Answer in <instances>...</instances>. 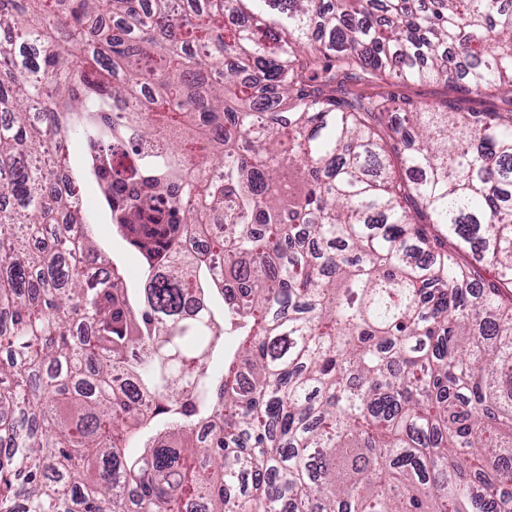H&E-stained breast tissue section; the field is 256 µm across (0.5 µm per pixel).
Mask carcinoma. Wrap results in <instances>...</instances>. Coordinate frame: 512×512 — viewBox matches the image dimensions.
Masks as SVG:
<instances>
[{
    "mask_svg": "<svg viewBox=\"0 0 512 512\" xmlns=\"http://www.w3.org/2000/svg\"><path fill=\"white\" fill-rule=\"evenodd\" d=\"M471 94L512 100V0H0V512H512V108ZM81 182L140 287L89 277ZM391 90L400 93L417 104H440L448 97L456 94L448 89L443 82H408L400 87H391Z\"/></svg>",
    "mask_w": 512,
    "mask_h": 512,
    "instance_id": "1",
    "label": "carcinoma"
}]
</instances>
